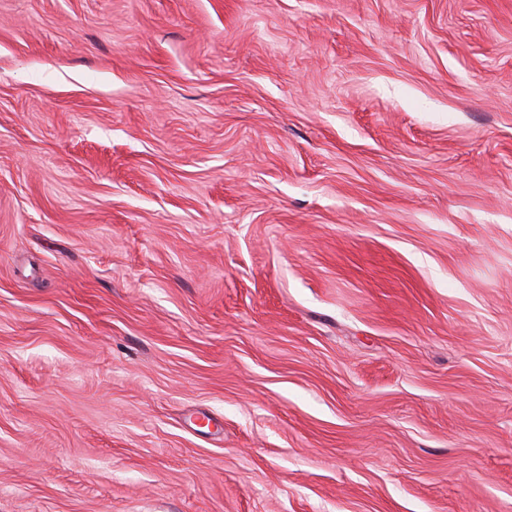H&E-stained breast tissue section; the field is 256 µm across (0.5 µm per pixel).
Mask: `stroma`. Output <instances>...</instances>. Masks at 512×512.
Listing matches in <instances>:
<instances>
[{
  "label": "stroma",
  "mask_w": 512,
  "mask_h": 512,
  "mask_svg": "<svg viewBox=\"0 0 512 512\" xmlns=\"http://www.w3.org/2000/svg\"><path fill=\"white\" fill-rule=\"evenodd\" d=\"M0 512H512V0H0Z\"/></svg>",
  "instance_id": "stroma-1"
}]
</instances>
